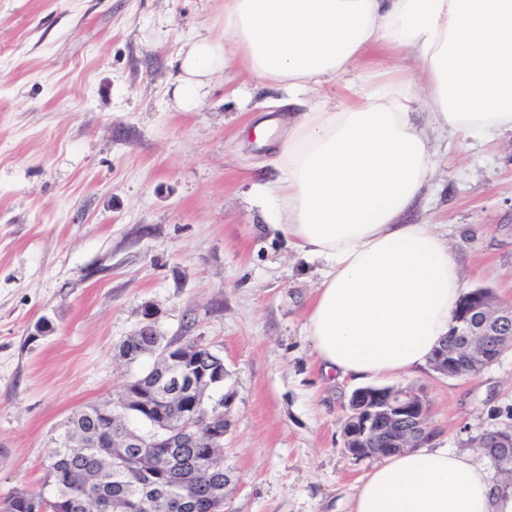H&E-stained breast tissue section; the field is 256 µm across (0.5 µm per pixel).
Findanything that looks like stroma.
Returning <instances> with one entry per match:
<instances>
[{
  "label": "stroma",
  "mask_w": 512,
  "mask_h": 512,
  "mask_svg": "<svg viewBox=\"0 0 512 512\" xmlns=\"http://www.w3.org/2000/svg\"><path fill=\"white\" fill-rule=\"evenodd\" d=\"M223 6L0 0V498L39 491L67 419L151 367L118 356L151 309L166 339L224 361V512H352L373 462L343 452L353 387L323 379L306 336L321 266L255 201L313 97L251 83L236 98L219 72L196 109L177 106L181 48L222 39ZM432 145L440 167L403 222L447 225L465 290L512 304V136ZM401 385L438 447L483 464L477 437L512 430V349L475 376Z\"/></svg>",
  "instance_id": "1"
}]
</instances>
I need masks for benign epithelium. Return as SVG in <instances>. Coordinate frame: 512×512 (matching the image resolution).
<instances>
[{"label": "benign epithelium", "instance_id": "benign-epithelium-1", "mask_svg": "<svg viewBox=\"0 0 512 512\" xmlns=\"http://www.w3.org/2000/svg\"><path fill=\"white\" fill-rule=\"evenodd\" d=\"M512 348V306L503 307L484 288L466 293L454 319L450 346L431 361L436 372L457 377L466 369L477 375ZM148 354L163 358L166 366L150 376L137 377L125 386V396L107 406L109 410L133 413L147 421L146 436L123 438L119 448H161L166 465H180L181 448H196L201 435L212 440L224 438L227 418L213 414L202 404L200 392L206 373H192L194 367L172 354V349L155 342ZM429 430L425 401L409 389L364 386L352 391L342 420L344 453L355 459L373 458L415 447ZM478 446L495 462L512 457V432L489 430L479 435Z\"/></svg>", "mask_w": 512, "mask_h": 512}]
</instances>
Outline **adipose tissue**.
Returning a JSON list of instances; mask_svg holds the SVG:
<instances>
[{
    "mask_svg": "<svg viewBox=\"0 0 512 512\" xmlns=\"http://www.w3.org/2000/svg\"><path fill=\"white\" fill-rule=\"evenodd\" d=\"M181 68L185 110L218 72L320 94L289 118L279 176L259 188L289 247L326 264L307 336L339 382L427 367L463 272L447 229L398 218L434 177L432 132L464 146L512 134V0H224L223 40L197 34ZM352 512H512V490L426 444L374 465Z\"/></svg>",
    "mask_w": 512,
    "mask_h": 512,
    "instance_id": "adipose-tissue-1",
    "label": "adipose tissue"
}]
</instances>
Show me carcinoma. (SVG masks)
Segmentation results:
<instances>
[{"label":"carcinoma","mask_w":512,"mask_h":512,"mask_svg":"<svg viewBox=\"0 0 512 512\" xmlns=\"http://www.w3.org/2000/svg\"><path fill=\"white\" fill-rule=\"evenodd\" d=\"M152 340V335L141 331L120 346L119 354L133 361ZM127 430L126 417L119 412L105 416L90 407L74 414L42 463L45 481L40 491L13 492L0 500V512H83L79 501L86 493L112 505L141 493L148 501V512H164L161 487L173 496L192 497L194 512H212L209 489L224 484L220 449H212V460L205 469L197 465L202 449H181L183 468L172 476L165 473L154 448L144 449L145 459L136 461L135 466L116 469L112 464L113 436Z\"/></svg>","instance_id":"obj_1"}]
</instances>
